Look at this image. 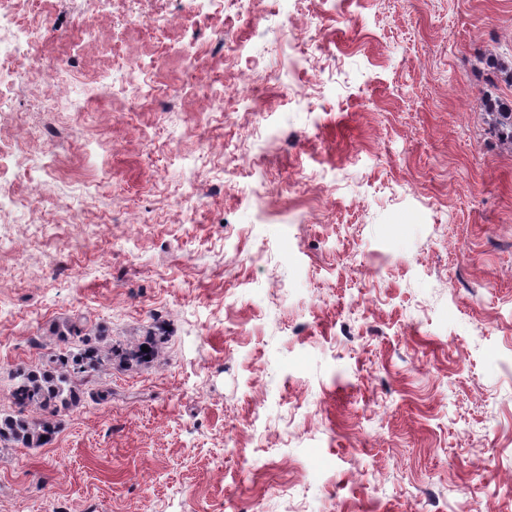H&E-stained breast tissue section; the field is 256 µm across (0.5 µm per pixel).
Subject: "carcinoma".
I'll return each mask as SVG.
<instances>
[{
    "mask_svg": "<svg viewBox=\"0 0 512 512\" xmlns=\"http://www.w3.org/2000/svg\"><path fill=\"white\" fill-rule=\"evenodd\" d=\"M490 71L502 81L512 85V58L492 57L486 62ZM485 113L489 130L496 141L512 149V102L488 99ZM76 339L74 329L57 334L61 348L47 355V363L36 369L19 373V382L12 390L14 414L0 415V442L23 448H40L49 444L54 434V418L78 407L82 403V386L95 382L104 371L112 368L116 350L112 338L100 331L95 341L80 339L82 347L70 350L69 344ZM160 339L148 340V351L138 348L124 353L126 361L142 366L149 362ZM30 407L39 410V416L30 417Z\"/></svg>",
    "mask_w": 512,
    "mask_h": 512,
    "instance_id": "carcinoma-1",
    "label": "carcinoma"
}]
</instances>
